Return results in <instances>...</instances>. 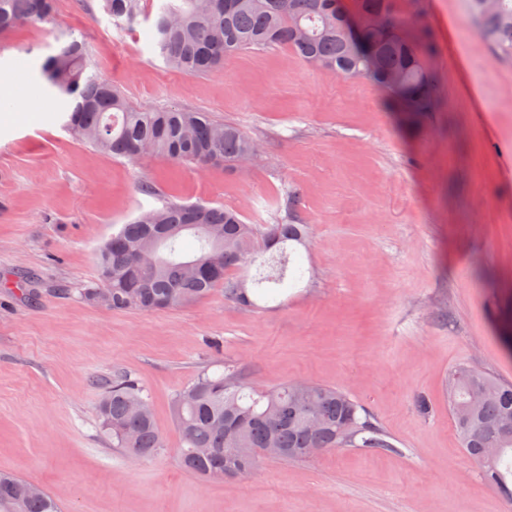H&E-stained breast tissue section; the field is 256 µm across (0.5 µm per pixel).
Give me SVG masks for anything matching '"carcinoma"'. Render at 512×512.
<instances>
[{
	"mask_svg": "<svg viewBox=\"0 0 512 512\" xmlns=\"http://www.w3.org/2000/svg\"><path fill=\"white\" fill-rule=\"evenodd\" d=\"M113 20L133 21L140 0H102ZM165 0L155 15L154 46L165 64L186 75H203L224 59L247 50L286 47L308 65L337 76L367 78L386 92L388 104L411 121L439 107L435 78L425 66L432 49L428 29L409 21L393 0ZM472 18L493 52L512 59V0H491L489 9L470 0ZM55 0H0V35L48 21ZM86 46L76 39L60 44L41 64L42 76L63 103L65 128L114 159L156 156L198 167H235L251 159L257 143L240 128L220 124L206 112L177 108L142 110L91 71ZM223 234L220 262L213 233ZM197 240L186 257L179 241ZM305 224H247L237 209L209 203L165 201L139 214L98 250L100 275L114 310L158 311L188 305L224 287L225 295L253 306L246 289L230 276L258 264L256 293L270 292L296 278L301 268L292 243L303 245ZM302 406L291 384L259 389L243 381L240 369L224 365L220 374L200 372L173 399L181 434L179 464L207 480L215 471L228 476L256 472L262 460L240 461L234 448L284 449L282 460L308 458L306 449L391 447L366 410L339 389L310 383ZM456 434L467 456L480 464L484 480L512 500V384L486 372L460 367L448 383ZM99 425L112 445L135 459L162 450L144 389L126 377L112 381L100 401ZM28 481L0 473V512H58L54 498L25 491Z\"/></svg>",
	"mask_w": 512,
	"mask_h": 512,
	"instance_id": "1",
	"label": "carcinoma"
}]
</instances>
